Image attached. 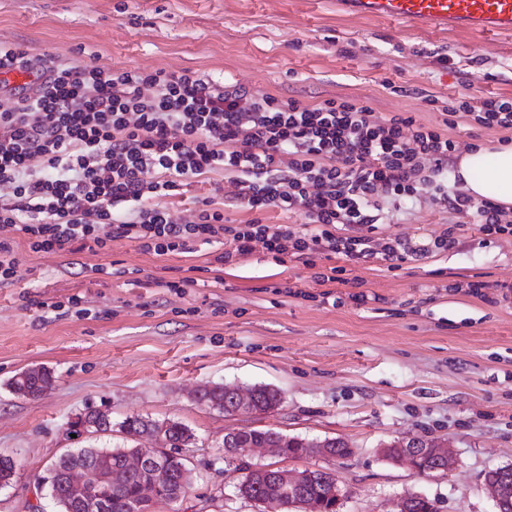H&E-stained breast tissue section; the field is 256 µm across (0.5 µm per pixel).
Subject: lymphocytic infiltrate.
I'll return each mask as SVG.
<instances>
[{"label": "lymphocytic infiltrate", "instance_id": "obj_1", "mask_svg": "<svg viewBox=\"0 0 512 512\" xmlns=\"http://www.w3.org/2000/svg\"><path fill=\"white\" fill-rule=\"evenodd\" d=\"M26 72L27 90L2 76ZM0 284L17 275L15 247L33 252L100 254L113 241L137 242L159 256L196 242L218 243V264L237 265L262 247L275 262L338 254L353 261H417L453 249V229L425 244L374 238L358 227L378 223L382 202L414 199L428 186L444 208L473 215L485 235H512L504 208L449 191L455 142L437 128L397 113L385 118L345 99L306 106L237 83L162 70L103 72L19 44L0 45ZM486 129L512 131V97L445 108ZM224 173L228 183L214 181ZM206 179L209 194L192 219L175 222L163 200L186 181ZM127 204L125 214L114 212ZM251 212L228 223L225 208ZM272 208L302 216L268 224Z\"/></svg>", "mask_w": 512, "mask_h": 512}]
</instances>
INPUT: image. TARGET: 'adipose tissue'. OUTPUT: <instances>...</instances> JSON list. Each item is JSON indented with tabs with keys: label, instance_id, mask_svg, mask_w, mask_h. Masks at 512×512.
Returning a JSON list of instances; mask_svg holds the SVG:
<instances>
[{
	"label": "adipose tissue",
	"instance_id": "obj_1",
	"mask_svg": "<svg viewBox=\"0 0 512 512\" xmlns=\"http://www.w3.org/2000/svg\"><path fill=\"white\" fill-rule=\"evenodd\" d=\"M458 173L473 199L512 206V147L467 152L458 163Z\"/></svg>",
	"mask_w": 512,
	"mask_h": 512
}]
</instances>
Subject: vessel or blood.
Segmentation results:
<instances>
[{"label": "vessel or blood", "mask_w": 512, "mask_h": 512, "mask_svg": "<svg viewBox=\"0 0 512 512\" xmlns=\"http://www.w3.org/2000/svg\"><path fill=\"white\" fill-rule=\"evenodd\" d=\"M336 8L437 31L512 33V0H336Z\"/></svg>", "instance_id": "b4317fda"}]
</instances>
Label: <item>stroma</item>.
I'll return each mask as SVG.
<instances>
[{
	"label": "stroma",
	"instance_id": "1",
	"mask_svg": "<svg viewBox=\"0 0 512 512\" xmlns=\"http://www.w3.org/2000/svg\"><path fill=\"white\" fill-rule=\"evenodd\" d=\"M0 43L106 72L162 69L310 106L345 98L380 117L408 112L445 128L462 153L512 144V131L444 127L442 112L460 96L512 97V34L348 18L334 0H0ZM450 227L456 248L397 269L334 254L279 265L260 248L225 268L216 245L201 243L164 256L126 239L100 255L19 243L17 277L0 286V455L19 465L0 512H54L36 478L79 448L68 423L89 408L116 422L172 419L195 434L187 498L154 512H257L235 495L241 461L224 454L225 433L242 428L344 438L351 454L333 465L349 493L342 512H388L408 492L439 512H496L484 475L512 464V235L482 234L426 186L407 208L385 207L371 234L421 244ZM333 266L342 281L331 305L313 277ZM179 280L183 294L170 293ZM471 281L485 283L483 295ZM358 291L371 302L353 303ZM35 365L53 370L54 387L38 401L15 396L8 381ZM211 383L269 385L284 402L224 415L194 398ZM410 437L448 439L454 468L421 476L383 457L385 444Z\"/></svg>",
	"mask_w": 512,
	"mask_h": 512
}]
</instances>
